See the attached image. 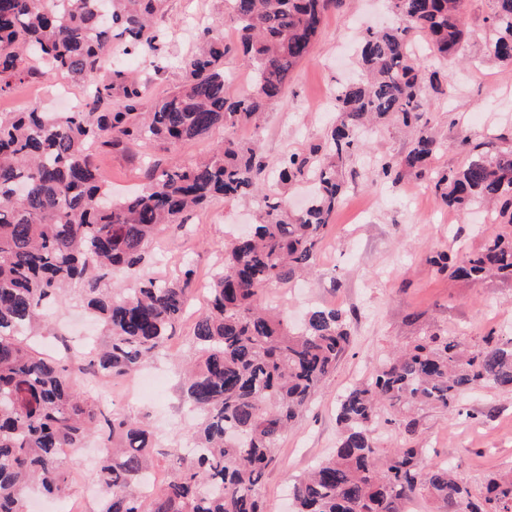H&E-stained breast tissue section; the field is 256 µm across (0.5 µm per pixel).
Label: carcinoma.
I'll use <instances>...</instances> for the list:
<instances>
[{
  "instance_id": "1",
  "label": "carcinoma",
  "mask_w": 512,
  "mask_h": 512,
  "mask_svg": "<svg viewBox=\"0 0 512 512\" xmlns=\"http://www.w3.org/2000/svg\"><path fill=\"white\" fill-rule=\"evenodd\" d=\"M164 0H0V96L26 77L66 74L92 88L77 112L37 108L0 117V512H26L30 489L65 494L72 467L59 454L90 433L115 448L97 468L100 512H264L258 497L278 441L336 369L350 342L345 316L310 309L301 325L261 301L272 283L292 282L315 263L316 245L342 204L346 167L360 131L387 121L412 131L400 161L385 160L377 175L426 177L457 211L495 206L502 230L477 251L440 252L429 262L452 275L512 278V147L489 152L473 145L459 167L430 168L441 149L422 123L425 73L411 48L423 35L429 51L447 61L465 41L464 0H391L396 25L367 32L359 47L361 77L336 90L339 119L304 156L276 164L283 183L305 179L307 206L288 210L275 195H258L269 163L257 143L238 136L259 128L266 107L288 96V82L322 32L325 14L341 0H227L238 29L234 43L205 27L200 49L179 61L184 81L145 112L146 86L116 72L96 81L112 36L126 50L154 53L162 34ZM486 45L512 66V0H493ZM243 55L256 91L230 98L224 57ZM223 128L224 140L201 161L147 169L142 188L114 201L95 164L100 146L153 144L167 149ZM216 196H250L257 222L250 235L224 248L208 286L206 310L193 332L195 363L181 372L183 403L202 421L191 436L197 453L170 448L173 477L145 490L152 471L153 432L128 417H109L76 391L67 360L45 358L30 339L41 334L46 305L79 285V299L96 313L107 343L86 370L128 376L157 356L189 304L195 270L171 280L142 277L134 288L104 287L105 268L135 271L148 244L184 214ZM491 384L512 391V337L486 338L471 348L455 336L433 334L383 361L340 395L341 435L332 456L294 480V512H414L426 494L445 512H512V472L492 475L480 499L448 465L423 462L412 445L421 407L454 412L468 390ZM400 418L408 435L392 452L378 450L381 411Z\"/></svg>"
}]
</instances>
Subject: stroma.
Returning a JSON list of instances; mask_svg holds the SVG:
<instances>
[{
  "mask_svg": "<svg viewBox=\"0 0 512 512\" xmlns=\"http://www.w3.org/2000/svg\"><path fill=\"white\" fill-rule=\"evenodd\" d=\"M491 8V0H465L469 40L463 62L439 69L438 88L424 90V119L444 142L436 167H455L464 161L466 152L457 141L466 130L497 147L512 146V67L484 52ZM396 21L389 0H344L325 16L314 52L297 67L287 97L268 106L260 127H243L240 136L258 141L272 163L288 153H308L335 119L333 107L318 111L315 103L334 98L338 86L359 74L356 48L367 28ZM201 23L215 25L225 41L237 37L224 0H165L158 51L129 54L121 40H114L112 69L135 70L147 81L149 98L163 95L181 83L178 62L198 50ZM61 87L79 98L85 92L83 83L60 74L33 84L19 83L0 97V114L19 111L26 100L44 112L65 111L66 103L57 95ZM223 137V129L218 128L171 151L144 145L125 155L104 148L96 162L113 193L122 195L141 186L146 164L207 158ZM363 143L364 151L354 163L356 175L317 245L312 273L301 281L271 284L261 294L265 303L295 317L311 307L339 308L352 331V343L335 373L274 451V461L259 486L266 512H283L289 484L333 452L338 397L353 382L369 376L391 351L433 333L458 337L469 346L488 335L512 337V279L454 280L427 261L439 251L452 254L461 246L479 249L488 235L498 232V225L485 222L480 210L462 213L446 207L428 181L415 175H404L395 183L375 179L377 159H401L410 147L399 127L367 135ZM252 221L251 208L214 199L193 211L187 223L171 225L158 235L148 248L142 273L166 279L189 263L197 277H210L222 261L225 241ZM205 303V295L192 292L188 310L161 358L145 366V373L160 378L152 392L129 397L128 376L106 383L83 379L76 383L78 390L98 401L111 394L109 413L135 419L154 431V470L163 481L173 474L166 449L188 443L195 429L196 419L181 401L174 367L193 354V327ZM49 322L77 336L99 332L75 294L52 308ZM461 406L460 416L442 409L419 411L413 443L425 449L427 460L451 462L477 497L489 476L512 469V393L480 387L464 397Z\"/></svg>",
  "mask_w": 512,
  "mask_h": 512,
  "instance_id": "35a3bbf8",
  "label": "stroma"
}]
</instances>
